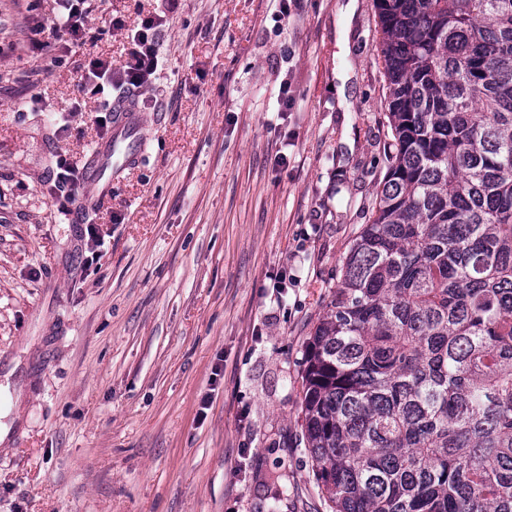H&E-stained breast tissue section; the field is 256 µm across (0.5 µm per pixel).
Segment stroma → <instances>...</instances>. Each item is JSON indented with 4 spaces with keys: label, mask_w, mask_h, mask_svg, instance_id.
Returning <instances> with one entry per match:
<instances>
[{
    "label": "stroma",
    "mask_w": 512,
    "mask_h": 512,
    "mask_svg": "<svg viewBox=\"0 0 512 512\" xmlns=\"http://www.w3.org/2000/svg\"><path fill=\"white\" fill-rule=\"evenodd\" d=\"M347 2L96 0L36 48L58 0H0V512H329L304 348L386 172L378 12ZM149 18L140 161L59 210L117 95L88 60Z\"/></svg>",
    "instance_id": "35a3bbf8"
}]
</instances>
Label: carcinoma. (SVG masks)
Listing matches in <instances>:
<instances>
[{
  "label": "carcinoma",
  "instance_id": "1",
  "mask_svg": "<svg viewBox=\"0 0 512 512\" xmlns=\"http://www.w3.org/2000/svg\"><path fill=\"white\" fill-rule=\"evenodd\" d=\"M375 217L305 351L331 512H512V0H377Z\"/></svg>",
  "mask_w": 512,
  "mask_h": 512
}]
</instances>
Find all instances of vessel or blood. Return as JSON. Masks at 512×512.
<instances>
[{
    "mask_svg": "<svg viewBox=\"0 0 512 512\" xmlns=\"http://www.w3.org/2000/svg\"><path fill=\"white\" fill-rule=\"evenodd\" d=\"M138 110L132 97L120 96L113 100L111 129L91 152L89 178L96 192L85 200V209H96L109 197L113 172L134 166L139 161L142 134Z\"/></svg>",
    "mask_w": 512,
    "mask_h": 512,
    "instance_id": "1",
    "label": "vessel or blood"
}]
</instances>
